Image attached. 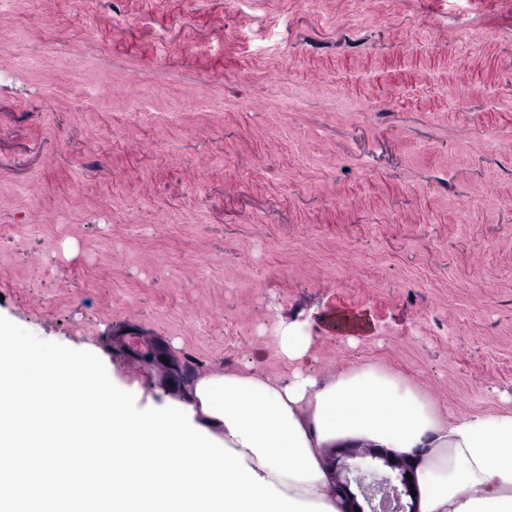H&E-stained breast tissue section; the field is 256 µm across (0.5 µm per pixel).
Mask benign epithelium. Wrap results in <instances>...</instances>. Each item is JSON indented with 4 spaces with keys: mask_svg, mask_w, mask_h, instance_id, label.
<instances>
[{
    "mask_svg": "<svg viewBox=\"0 0 512 512\" xmlns=\"http://www.w3.org/2000/svg\"><path fill=\"white\" fill-rule=\"evenodd\" d=\"M127 354L148 368L163 372L171 379H178L182 375L178 362L159 342L145 351L129 348ZM367 456L382 460L385 466L395 472V476L381 474L374 466L364 469L359 465L345 463L347 459ZM335 462L334 485L336 494L345 505L343 512H365L367 508L370 512H415L412 505L403 502V497L411 495V492L416 490V480L407 479V474L414 473V468L405 456L371 449L360 452L355 448H341ZM352 480L355 481L365 501L363 505L350 490Z\"/></svg>",
    "mask_w": 512,
    "mask_h": 512,
    "instance_id": "7a95c632",
    "label": "benign epithelium"
}]
</instances>
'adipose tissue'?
Segmentation results:
<instances>
[{
	"mask_svg": "<svg viewBox=\"0 0 512 512\" xmlns=\"http://www.w3.org/2000/svg\"><path fill=\"white\" fill-rule=\"evenodd\" d=\"M177 401L301 502L342 508L321 449L393 448L414 463L421 512H512V412L452 421L427 392L375 367L326 380L212 373Z\"/></svg>",
	"mask_w": 512,
	"mask_h": 512,
	"instance_id": "obj_1",
	"label": "adipose tissue"
}]
</instances>
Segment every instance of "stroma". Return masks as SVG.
Returning <instances> with one entry per match:
<instances>
[{
  "label": "stroma",
  "instance_id": "35a3bbf8",
  "mask_svg": "<svg viewBox=\"0 0 512 512\" xmlns=\"http://www.w3.org/2000/svg\"><path fill=\"white\" fill-rule=\"evenodd\" d=\"M0 41V315L142 409L136 336L199 377L373 366L512 411V0H14ZM277 338L280 354L289 361L303 362L309 356L312 338L300 328L285 327Z\"/></svg>",
  "mask_w": 512,
  "mask_h": 512
}]
</instances>
